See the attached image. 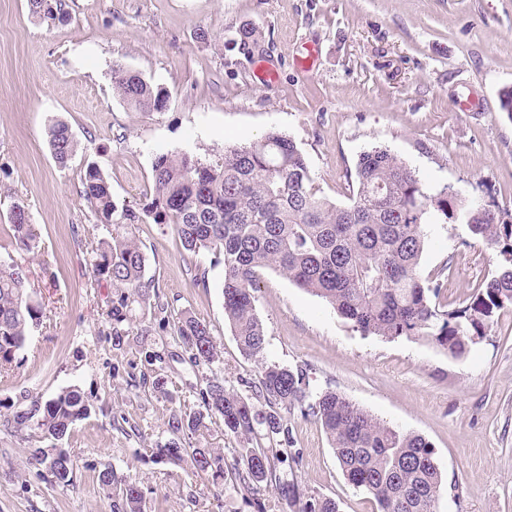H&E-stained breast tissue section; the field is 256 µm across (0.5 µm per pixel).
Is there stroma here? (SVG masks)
<instances>
[{
    "mask_svg": "<svg viewBox=\"0 0 512 512\" xmlns=\"http://www.w3.org/2000/svg\"><path fill=\"white\" fill-rule=\"evenodd\" d=\"M66 9V22L49 25L31 17L28 0H0V264L26 267L42 308L0 371V512H123L98 482L108 468L138 481L142 512H255L240 486L156 450L172 437V414L203 411L211 376L265 409L251 385L274 362L425 437L445 480L437 512H512V308L456 358L422 338L361 335L324 299L266 270L256 293L265 349L248 358L224 322L222 261L184 258L174 227L149 221L134 234L167 311L135 306L118 341L102 316L112 290L91 271L108 231L81 182L97 165L117 204L141 203L157 154L209 159L279 133L333 203L349 204L360 153L384 146L430 191L448 186L465 203L512 214V119L500 106L512 88V0H66ZM243 27L258 39L246 51L236 42ZM117 63L162 88L165 108L131 109L112 89ZM268 68L279 78L260 84ZM54 120L78 142L64 168L48 144ZM16 199L39 233L37 254L12 243ZM498 266L497 251L467 225L432 219L419 273L443 281L442 301L462 302ZM183 312L209 324L221 349L214 367L195 365L175 335ZM151 352L159 363L145 362ZM69 387L89 402V416L64 439L39 442L76 462L72 485L61 487L6 421ZM288 438L298 460L277 464L280 482L335 500L339 512H378L345 479L319 422L289 414ZM181 441L221 449L228 461L244 446L219 419Z\"/></svg>",
    "mask_w": 512,
    "mask_h": 512,
    "instance_id": "35a3bbf8",
    "label": "stroma"
}]
</instances>
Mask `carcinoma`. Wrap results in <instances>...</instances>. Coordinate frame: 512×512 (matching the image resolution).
<instances>
[{"mask_svg":"<svg viewBox=\"0 0 512 512\" xmlns=\"http://www.w3.org/2000/svg\"><path fill=\"white\" fill-rule=\"evenodd\" d=\"M32 16L47 23L61 21L62 0H28ZM112 86L138 112L163 108L166 95L141 76L112 67ZM53 157L64 167L77 150L68 124L48 127ZM356 190L348 205L317 195L306 158L289 138L271 133L249 144L224 147V153L203 160L191 153L160 154L152 164L153 194L134 207L118 205L111 184L96 165L87 166L83 197L98 221L112 227L110 236L93 249V274L112 288L106 315L116 338L132 306L150 300L154 280L146 277V254L133 229L148 218L172 224L189 254L208 252L224 264V319L247 357L263 353L265 331L256 312L259 272L272 269L318 296L364 335L385 340L425 338L454 356L464 355L484 336L494 314L512 307V223L488 206L462 204L446 192H429L414 171L390 150L362 152L355 167ZM460 219L471 234L497 248L496 275L484 281L459 306L440 302L441 284H428L418 274L425 245L427 218ZM10 231L25 254L39 247L27 206L13 201ZM25 267L0 265V368L12 364L25 346L42 310L30 304ZM174 332L192 358L209 367L220 350L206 322L184 315ZM268 410L260 411L214 377L202 392L206 413L172 415L174 438L157 453L173 463L183 458L176 435L206 427L205 417H219L224 429L248 443L240 456L224 463L217 448H194L190 458L201 474L228 476L252 492L277 480L280 451L250 446L262 426L271 440L287 430L283 413L299 411L317 419L331 442L348 482L372 496L380 512H436L444 478L430 444L420 435L404 434L360 409L335 390L312 392L301 369L264 366L254 385ZM88 416L80 392L67 388L37 398L31 409L12 420L18 431L41 439L60 440ZM32 459L55 482H73L74 461L60 448H33ZM99 482L117 491L126 512H141L136 480L106 469Z\"/></svg>","mask_w":512,"mask_h":512,"instance_id":"obj_1","label":"carcinoma"}]
</instances>
